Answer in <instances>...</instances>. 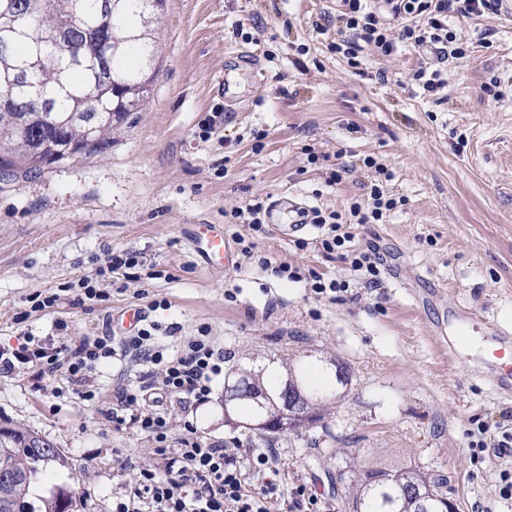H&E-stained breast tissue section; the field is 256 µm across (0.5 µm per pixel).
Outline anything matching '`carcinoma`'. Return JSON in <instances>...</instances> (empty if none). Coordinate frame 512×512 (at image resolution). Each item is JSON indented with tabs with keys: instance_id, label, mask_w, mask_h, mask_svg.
<instances>
[{
	"instance_id": "carcinoma-1",
	"label": "carcinoma",
	"mask_w": 512,
	"mask_h": 512,
	"mask_svg": "<svg viewBox=\"0 0 512 512\" xmlns=\"http://www.w3.org/2000/svg\"><path fill=\"white\" fill-rule=\"evenodd\" d=\"M164 0H0V147L8 148L7 173L26 177L50 163L91 155L109 143L112 129L146 102L153 76V31ZM334 370L302 361L269 360L259 370L231 368L224 405L248 431L280 434L263 424L288 405L297 410L290 433L316 427L338 387L351 382L348 367ZM65 456L37 433L13 426L0 436V467L16 473L0 485V512H70L73 496L60 490L40 505L31 485ZM431 495L432 512L447 500L443 479L419 470H371L359 480L354 512H420Z\"/></svg>"
}]
</instances>
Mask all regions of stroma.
I'll use <instances>...</instances> for the list:
<instances>
[{"label":"stroma","instance_id":"1","mask_svg":"<svg viewBox=\"0 0 512 512\" xmlns=\"http://www.w3.org/2000/svg\"><path fill=\"white\" fill-rule=\"evenodd\" d=\"M163 9L147 101L108 146L0 180V346L25 332L59 345L100 336L138 307L176 326L170 346L209 326L235 366L336 358L352 382L323 425L276 442L284 486L306 484L352 512L367 470L409 468L443 478L456 512H512L499 495L512 457L489 448L476 458L471 448L478 428L512 427V401L495 399L476 374L481 352L471 345L484 340L486 320L512 324V24L487 14L457 23L468 53L444 63L448 84L435 98L410 85L420 60L410 45L387 59L365 55L357 72L330 52L338 0H165ZM493 79L496 99L482 90ZM216 112L222 120L208 125ZM369 156L390 171L383 186L398 202L384 223L355 231L354 249L378 250L377 284L312 247L313 227L301 250L267 225L256 250L348 280L335 302L246 259L215 270L195 252L194 225L223 223L225 209L255 198L344 211L365 193ZM337 165L348 172L328 184ZM122 250L144 255L136 278L104 281V300L80 299L78 280ZM39 295L56 301L34 309ZM453 303L475 317L452 360L431 327L453 326ZM136 376L103 363L85 401L61 375L38 386L23 372L0 375V421L35 431L67 459L34 495L63 488L74 512H111L113 497L157 464L150 437L101 414L113 384L136 385ZM188 422L214 441L264 445L225 425L220 378L209 402L177 414L170 448Z\"/></svg>","mask_w":512,"mask_h":512}]
</instances>
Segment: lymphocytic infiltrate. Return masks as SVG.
<instances>
[{"label":"lymphocytic infiltrate","mask_w":512,"mask_h":512,"mask_svg":"<svg viewBox=\"0 0 512 512\" xmlns=\"http://www.w3.org/2000/svg\"><path fill=\"white\" fill-rule=\"evenodd\" d=\"M341 2L330 51L356 69L365 51L390 56L399 44H410L425 56L410 81L430 95L447 85L442 63L451 57L463 58L467 52L451 28L452 19L479 16L492 7L491 0H386L390 17L385 20L367 7L366 0ZM395 206V200L386 197L375 182L363 199L351 203L348 212L314 207L303 217L305 223L318 227L315 243L330 257L353 239L354 226L382 223L386 212ZM236 242L242 256L254 259L261 271L305 282L317 297L332 299L349 288L345 280L327 279L312 269L305 271L268 256H255L253 243L244 237H237ZM157 329V324L149 322L118 338L85 336L69 346L38 343L26 334L17 346H0V374L27 369L42 379L62 373L78 396L90 400L96 394L93 375L99 363L117 358L140 366L137 387L117 386L112 405L103 415L115 425L129 423L151 437L164 462L140 469L130 490L113 501L112 512H336L331 501L307 485L281 489L276 449L230 448L192 430L180 448L168 450L171 404L186 410L207 401L228 357L209 327H200L196 336L173 351L158 341Z\"/></svg>","instance_id":"obj_1"}]
</instances>
